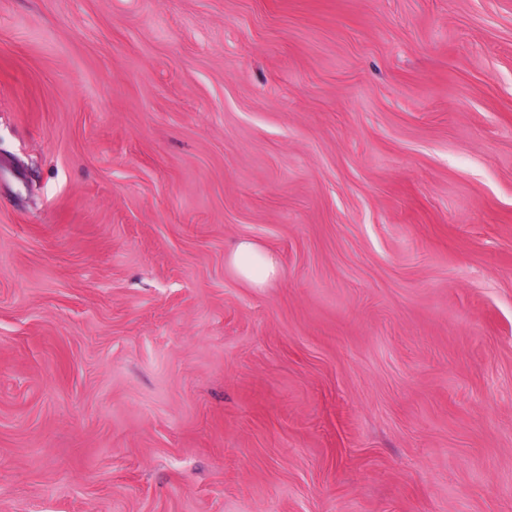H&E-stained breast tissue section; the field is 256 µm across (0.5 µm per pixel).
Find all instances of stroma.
I'll list each match as a JSON object with an SVG mask.
<instances>
[{"label":"stroma","mask_w":512,"mask_h":512,"mask_svg":"<svg viewBox=\"0 0 512 512\" xmlns=\"http://www.w3.org/2000/svg\"><path fill=\"white\" fill-rule=\"evenodd\" d=\"M0 512H512V0H0ZM224 263L238 279L264 288L280 274L277 256L252 240H239L225 255Z\"/></svg>","instance_id":"stroma-1"}]
</instances>
